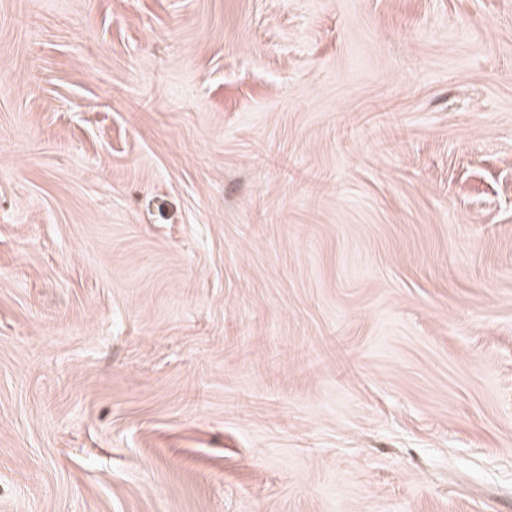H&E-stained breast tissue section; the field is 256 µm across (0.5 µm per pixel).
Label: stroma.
Wrapping results in <instances>:
<instances>
[{"label":"stroma","mask_w":512,"mask_h":512,"mask_svg":"<svg viewBox=\"0 0 512 512\" xmlns=\"http://www.w3.org/2000/svg\"><path fill=\"white\" fill-rule=\"evenodd\" d=\"M0 512H512V0H0Z\"/></svg>","instance_id":"stroma-1"}]
</instances>
